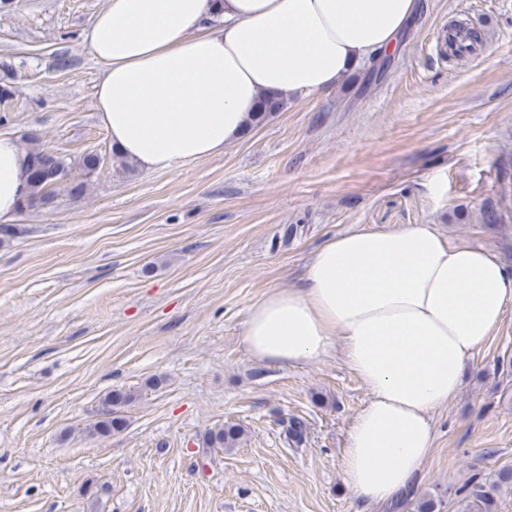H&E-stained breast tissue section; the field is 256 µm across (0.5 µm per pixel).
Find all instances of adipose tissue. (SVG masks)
Here are the masks:
<instances>
[{
  "mask_svg": "<svg viewBox=\"0 0 512 512\" xmlns=\"http://www.w3.org/2000/svg\"><path fill=\"white\" fill-rule=\"evenodd\" d=\"M418 0H106L90 45L96 109L118 154L146 171L222 154L263 94H329L392 53ZM25 152L0 135V221L28 200ZM512 303V266L435 227L327 239L302 283L252 305L242 330L260 362L302 366L340 343L370 399L347 433L342 479L365 504L410 488L434 443L431 415Z\"/></svg>",
  "mask_w": 512,
  "mask_h": 512,
  "instance_id": "ef3b65f1",
  "label": "adipose tissue"
}]
</instances>
